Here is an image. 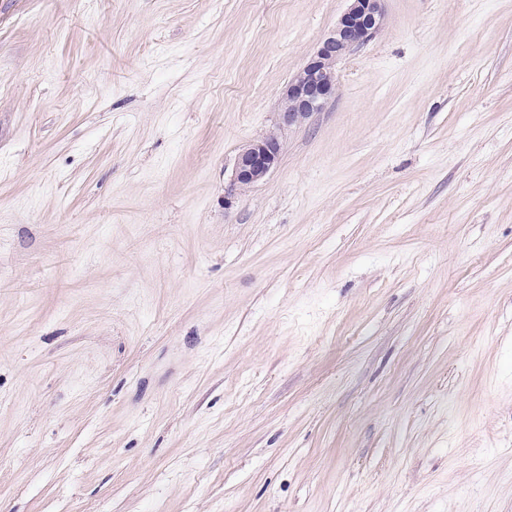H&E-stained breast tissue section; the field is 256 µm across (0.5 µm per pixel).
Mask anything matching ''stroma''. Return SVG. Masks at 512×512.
<instances>
[{
  "label": "stroma",
  "mask_w": 512,
  "mask_h": 512,
  "mask_svg": "<svg viewBox=\"0 0 512 512\" xmlns=\"http://www.w3.org/2000/svg\"><path fill=\"white\" fill-rule=\"evenodd\" d=\"M348 5L0 0V512H512V0ZM336 28L319 45L299 73L283 91L277 112L281 132L302 124L320 112L336 90V62L354 47L367 41L383 21V0H349ZM281 154L279 133L268 134L242 149L235 162L231 188L224 195L225 205H232L234 192L262 181L278 164Z\"/></svg>",
  "instance_id": "1"
}]
</instances>
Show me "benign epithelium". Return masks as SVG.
Wrapping results in <instances>:
<instances>
[{"instance_id":"obj_1","label":"benign epithelium","mask_w":512,"mask_h":512,"mask_svg":"<svg viewBox=\"0 0 512 512\" xmlns=\"http://www.w3.org/2000/svg\"><path fill=\"white\" fill-rule=\"evenodd\" d=\"M382 0H350L336 28L319 45L299 73L283 91L277 115V129L302 124L320 112L336 90V62L354 47L364 43L383 21ZM281 141L268 134L242 149L235 162L231 188L224 195V207L232 205L234 192L262 181L278 164Z\"/></svg>"}]
</instances>
